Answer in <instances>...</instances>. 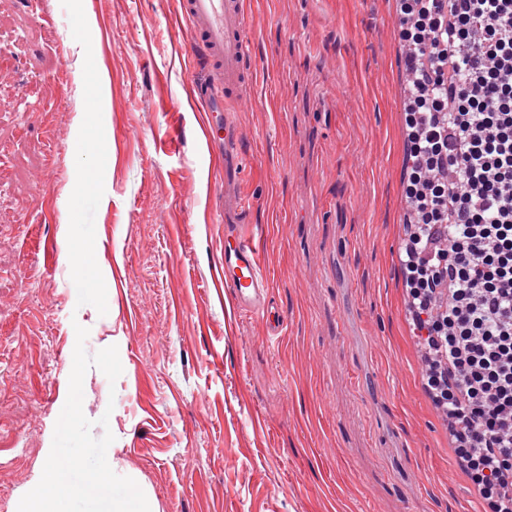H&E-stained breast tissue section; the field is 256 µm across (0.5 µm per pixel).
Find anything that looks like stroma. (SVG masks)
Listing matches in <instances>:
<instances>
[{
	"label": "stroma",
	"mask_w": 512,
	"mask_h": 512,
	"mask_svg": "<svg viewBox=\"0 0 512 512\" xmlns=\"http://www.w3.org/2000/svg\"><path fill=\"white\" fill-rule=\"evenodd\" d=\"M245 8L256 71L233 118L275 336L216 284L224 164L180 0H0V512L38 483L79 325L123 367L87 372L83 412L159 512L484 505L423 384L399 262L397 2ZM87 145L112 158L100 174Z\"/></svg>",
	"instance_id": "35a3bbf8"
}]
</instances>
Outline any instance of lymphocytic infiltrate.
Here are the masks:
<instances>
[{
  "label": "lymphocytic infiltrate",
  "mask_w": 512,
  "mask_h": 512,
  "mask_svg": "<svg viewBox=\"0 0 512 512\" xmlns=\"http://www.w3.org/2000/svg\"><path fill=\"white\" fill-rule=\"evenodd\" d=\"M413 63L402 262L425 386L489 512H512V0H398Z\"/></svg>",
  "instance_id": "1"
}]
</instances>
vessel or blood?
Wrapping results in <instances>:
<instances>
[{"mask_svg": "<svg viewBox=\"0 0 512 512\" xmlns=\"http://www.w3.org/2000/svg\"><path fill=\"white\" fill-rule=\"evenodd\" d=\"M182 16L195 35L190 54L203 56L209 77L196 88L207 105L204 135L210 150L224 155V262L221 277L238 310L261 317L271 333L282 320L272 310L269 283L254 241L245 223L251 205L234 191L243 164L242 135L232 121L237 101L253 81V59L244 0H181Z\"/></svg>", "mask_w": 512, "mask_h": 512, "instance_id": "vessel-or-blood-1", "label": "vessel or blood"}]
</instances>
